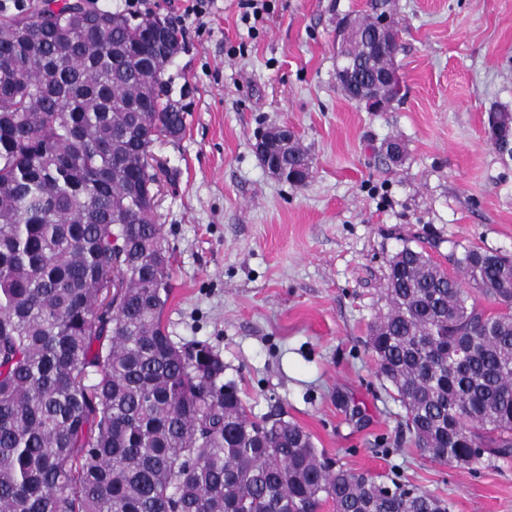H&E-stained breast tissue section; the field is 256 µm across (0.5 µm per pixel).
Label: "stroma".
I'll return each mask as SVG.
<instances>
[{
  "label": "stroma",
  "instance_id": "35a3bbf8",
  "mask_svg": "<svg viewBox=\"0 0 512 512\" xmlns=\"http://www.w3.org/2000/svg\"><path fill=\"white\" fill-rule=\"evenodd\" d=\"M245 2L201 0L195 16L192 0H145L186 32L168 68L189 91L185 130L152 148L168 331L208 342L252 416L297 423L336 465L426 489L449 512H512V460L470 474L424 456L368 348L402 245L452 276L454 248L512 253V159L486 133L491 110L512 113V0H394L400 93L383 112L336 81V26L365 0H264L255 19ZM277 125L312 157L305 185L254 150Z\"/></svg>",
  "mask_w": 512,
  "mask_h": 512
}]
</instances>
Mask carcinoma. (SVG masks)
I'll return each instance as SVG.
<instances>
[{"mask_svg": "<svg viewBox=\"0 0 512 512\" xmlns=\"http://www.w3.org/2000/svg\"><path fill=\"white\" fill-rule=\"evenodd\" d=\"M0 0V512H448L415 485L333 467L301 426L247 411L224 360L163 324L170 257L148 159L185 129L168 66L185 35L80 0ZM389 0H366L346 56L367 72ZM489 133L512 138L502 113ZM262 162L305 184L298 139ZM388 260L371 328L379 376L432 461L512 459V256L465 247ZM125 288L108 304L101 286ZM501 308L488 311L463 284Z\"/></svg>", "mask_w": 512, "mask_h": 512, "instance_id": "cac0c4a2", "label": "carcinoma"}]
</instances>
